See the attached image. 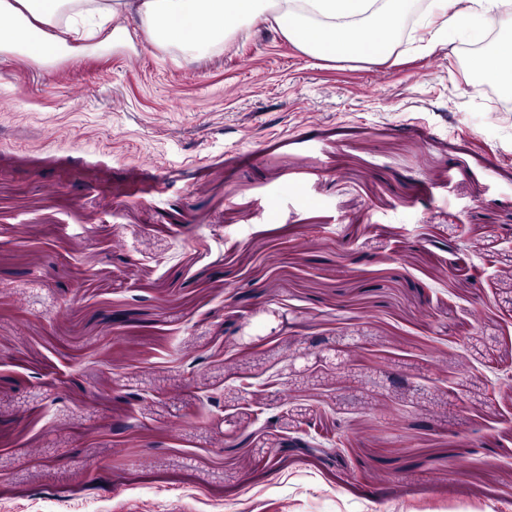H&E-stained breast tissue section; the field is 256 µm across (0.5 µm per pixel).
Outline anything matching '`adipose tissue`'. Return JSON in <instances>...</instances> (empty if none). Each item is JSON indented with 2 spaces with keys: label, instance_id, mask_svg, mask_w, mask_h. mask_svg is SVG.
Segmentation results:
<instances>
[{
  "label": "adipose tissue",
  "instance_id": "adipose-tissue-1",
  "mask_svg": "<svg viewBox=\"0 0 512 512\" xmlns=\"http://www.w3.org/2000/svg\"><path fill=\"white\" fill-rule=\"evenodd\" d=\"M34 21L92 34L109 21L136 17L148 41L179 40L188 59L199 44H223L241 18H271L277 30L322 60L383 62L389 59L405 0H16ZM441 32L476 37L498 29L512 0H435ZM482 82L512 90V33L500 38L493 55L475 56Z\"/></svg>",
  "mask_w": 512,
  "mask_h": 512
}]
</instances>
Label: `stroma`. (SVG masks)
Listing matches in <instances>:
<instances>
[{"label": "stroma", "mask_w": 512, "mask_h": 512, "mask_svg": "<svg viewBox=\"0 0 512 512\" xmlns=\"http://www.w3.org/2000/svg\"><path fill=\"white\" fill-rule=\"evenodd\" d=\"M431 10L384 63L0 46V512H512V111Z\"/></svg>", "instance_id": "35a3bbf8"}]
</instances>
